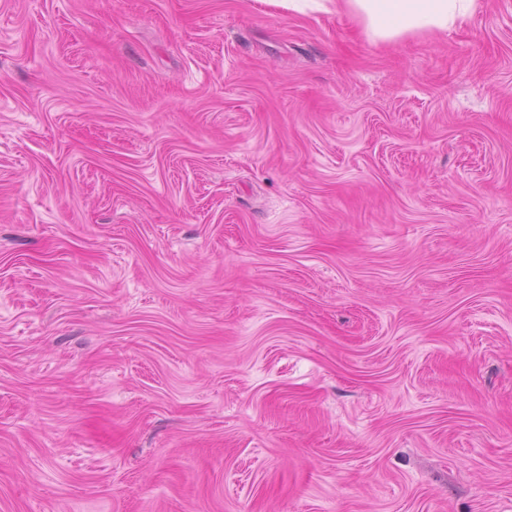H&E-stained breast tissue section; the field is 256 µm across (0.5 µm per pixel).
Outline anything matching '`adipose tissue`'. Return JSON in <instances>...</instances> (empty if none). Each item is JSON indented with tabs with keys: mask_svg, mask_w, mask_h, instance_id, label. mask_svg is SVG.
Here are the masks:
<instances>
[{
	"mask_svg": "<svg viewBox=\"0 0 512 512\" xmlns=\"http://www.w3.org/2000/svg\"><path fill=\"white\" fill-rule=\"evenodd\" d=\"M304 14L335 8L360 21L371 40L393 41L409 34L445 33L463 26L477 0H275Z\"/></svg>",
	"mask_w": 512,
	"mask_h": 512,
	"instance_id": "1",
	"label": "adipose tissue"
}]
</instances>
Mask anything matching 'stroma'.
Listing matches in <instances>:
<instances>
[{
	"mask_svg": "<svg viewBox=\"0 0 512 512\" xmlns=\"http://www.w3.org/2000/svg\"><path fill=\"white\" fill-rule=\"evenodd\" d=\"M0 0V512H512V0ZM288 11L347 13L360 21L374 42L393 41L409 34L448 33L473 15L477 0H275Z\"/></svg>",
	"mask_w": 512,
	"mask_h": 512,
	"instance_id": "35a3bbf8",
	"label": "stroma"
}]
</instances>
